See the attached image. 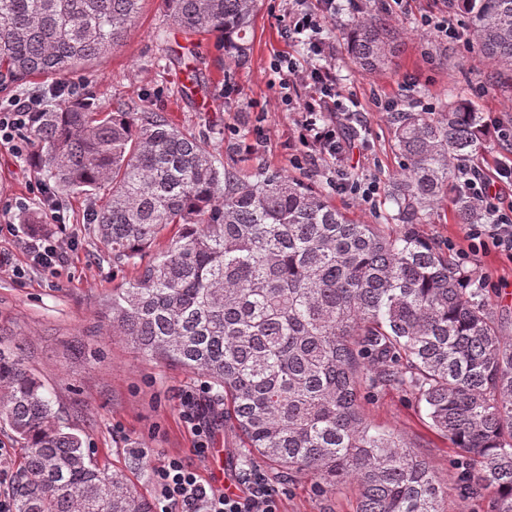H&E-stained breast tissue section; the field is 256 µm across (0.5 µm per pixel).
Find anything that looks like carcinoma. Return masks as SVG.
I'll return each mask as SVG.
<instances>
[{
	"mask_svg": "<svg viewBox=\"0 0 512 512\" xmlns=\"http://www.w3.org/2000/svg\"><path fill=\"white\" fill-rule=\"evenodd\" d=\"M141 0H0V79L64 78L120 45ZM173 26L215 34L248 61L258 0H163ZM472 47L512 72V0H461ZM392 20L365 10L346 34L365 71L391 62ZM399 171L387 187L394 232L363 224L280 170L216 163L159 112L54 103L26 129L37 172L94 200L89 231L137 277L112 289V332L202 375L246 460L306 475L321 493L358 487L355 512H446L431 463L365 417L362 392L409 391L465 458L462 501L512 512V338L484 289L465 288L423 238L443 202L476 215L455 164L484 146L464 90L389 113ZM175 229L168 248L157 237ZM0 424L20 440L14 512H152L62 422L23 349L0 340Z\"/></svg>",
	"mask_w": 512,
	"mask_h": 512,
	"instance_id": "1",
	"label": "carcinoma"
}]
</instances>
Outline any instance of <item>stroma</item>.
Listing matches in <instances>:
<instances>
[{
  "label": "stroma",
  "mask_w": 512,
  "mask_h": 512,
  "mask_svg": "<svg viewBox=\"0 0 512 512\" xmlns=\"http://www.w3.org/2000/svg\"><path fill=\"white\" fill-rule=\"evenodd\" d=\"M389 9L401 31L392 63L375 73L362 71L347 53L344 26L355 20L343 10L324 34L336 49L340 90L345 100L359 103L364 122L353 132L348 162L364 178L388 185L398 169L387 113L377 99L434 103L451 90L466 88L479 112H504L512 106V81L468 49L466 41L443 43L420 31V18L432 12L435 0H409L406 10L392 9L391 0H371ZM288 0H259L253 51L247 64L235 66L216 47L215 36H189L173 27L161 0H143L141 12L123 43L78 74L55 81L0 88V100L63 87L71 98H87L110 107L165 113L181 130L200 138L223 166L243 175L258 167L276 169L328 191V198L356 221L385 223L391 205L385 194L363 205L328 186L326 169L299 162L294 116L279 104L270 61L284 50L281 18ZM447 58H440V50ZM255 144L254 153L239 152V141ZM47 181L37 175L29 156L0 144V333L22 340L28 368L44 385L61 419L82 435L92 457L146 499H154L152 466L158 459L180 456L206 483L222 478L242 492L241 448L221 410L204 393L205 380L184 369L150 359L110 333L107 310L113 288L132 280L136 271L113 263L87 231L90 203L85 197L58 193L64 208L67 262L49 273L31 264L21 245L27 225L20 212L45 213L42 191ZM421 235L438 245L463 244V227L451 205L435 209ZM488 303L512 336V263L495 251L480 254ZM22 276H15V269ZM198 394L200 423L211 433V447L221 456L192 454L195 437L180 415L185 395ZM364 412L371 423L399 435L428 458L439 481H457L462 454L431 427L425 412L408 392L376 389L365 393ZM270 483L287 488L282 512H355L357 490L347 484L334 494L315 490L312 480L274 471L255 461Z\"/></svg>",
  "instance_id": "35a3bbf8"
}]
</instances>
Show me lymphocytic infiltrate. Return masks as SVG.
I'll return each instance as SVG.
<instances>
[{
	"label": "lymphocytic infiltrate",
	"instance_id": "lymphocytic-infiltrate-1",
	"mask_svg": "<svg viewBox=\"0 0 512 512\" xmlns=\"http://www.w3.org/2000/svg\"><path fill=\"white\" fill-rule=\"evenodd\" d=\"M337 10V0H288L284 38L305 46L308 63L302 66L292 56L278 55L270 69L278 77L281 105L294 114L305 156L332 173L333 187L367 203L379 193L380 184L352 177L347 162L350 143L333 118L343 102L336 50L323 32ZM43 108L44 97L38 93L23 100L0 101V143L12 142ZM459 182L479 216L476 223L463 227L468 246L456 249L459 264L469 265L490 249L512 262V199L503 193L504 187H512V162L500 163L491 177L480 167L461 166ZM152 472L158 491L156 512H282L278 489L255 470L244 475V491L239 495L205 484L181 458L160 460Z\"/></svg>",
	"mask_w": 512,
	"mask_h": 512
}]
</instances>
